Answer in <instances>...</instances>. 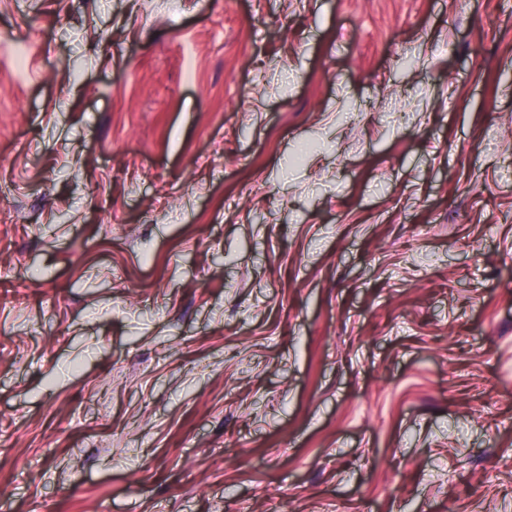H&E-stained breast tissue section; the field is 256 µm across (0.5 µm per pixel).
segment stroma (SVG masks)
I'll return each mask as SVG.
<instances>
[{
  "instance_id": "stroma-1",
  "label": "stroma",
  "mask_w": 512,
  "mask_h": 512,
  "mask_svg": "<svg viewBox=\"0 0 512 512\" xmlns=\"http://www.w3.org/2000/svg\"><path fill=\"white\" fill-rule=\"evenodd\" d=\"M0 512H512V0H0Z\"/></svg>"
}]
</instances>
